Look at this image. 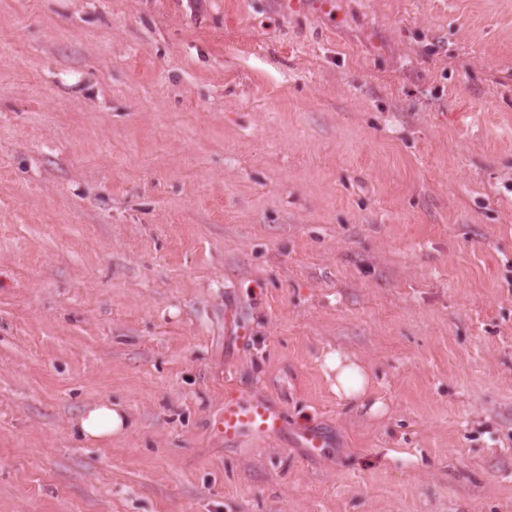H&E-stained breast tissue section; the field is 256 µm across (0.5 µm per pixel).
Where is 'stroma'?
Listing matches in <instances>:
<instances>
[{"instance_id": "35a3bbf8", "label": "stroma", "mask_w": 512, "mask_h": 512, "mask_svg": "<svg viewBox=\"0 0 512 512\" xmlns=\"http://www.w3.org/2000/svg\"><path fill=\"white\" fill-rule=\"evenodd\" d=\"M0 512H512V0H0ZM323 368L327 376L333 378V389L340 400L362 405L370 378L359 360L338 350L330 351L324 356ZM286 430L280 407L260 398L230 396L224 409L214 420L212 431L224 437L225 445H233L245 436L263 439L279 438ZM134 427L122 406L100 401L82 410L71 423V432L83 442H110L112 437L128 435Z\"/></svg>"}]
</instances>
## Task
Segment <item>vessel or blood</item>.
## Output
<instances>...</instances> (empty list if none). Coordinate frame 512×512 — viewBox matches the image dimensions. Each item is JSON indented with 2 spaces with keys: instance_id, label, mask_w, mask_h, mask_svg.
Masks as SVG:
<instances>
[{
  "instance_id": "b4317fda",
  "label": "vessel or blood",
  "mask_w": 512,
  "mask_h": 512,
  "mask_svg": "<svg viewBox=\"0 0 512 512\" xmlns=\"http://www.w3.org/2000/svg\"><path fill=\"white\" fill-rule=\"evenodd\" d=\"M286 430V421L280 407L260 398L230 396L224 400V409L216 417L212 431L232 445L251 436L263 439L279 438Z\"/></svg>"
}]
</instances>
